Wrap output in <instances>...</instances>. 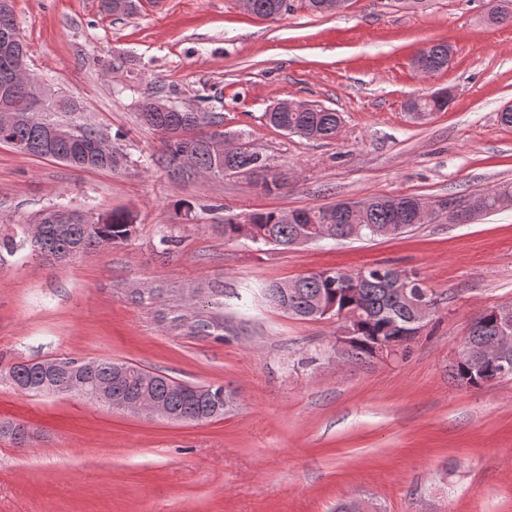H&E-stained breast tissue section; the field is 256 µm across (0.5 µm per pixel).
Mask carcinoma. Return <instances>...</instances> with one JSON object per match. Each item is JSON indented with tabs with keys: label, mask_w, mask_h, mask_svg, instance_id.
Masks as SVG:
<instances>
[{
	"label": "carcinoma",
	"mask_w": 512,
	"mask_h": 512,
	"mask_svg": "<svg viewBox=\"0 0 512 512\" xmlns=\"http://www.w3.org/2000/svg\"><path fill=\"white\" fill-rule=\"evenodd\" d=\"M251 14L276 19L290 8L288 0H251ZM448 44L432 42L419 52L424 59V72L441 70V61L448 57ZM16 58L3 49L0 42V103L11 102L16 108V119L7 129H0V143L8 144L30 156L60 161L76 170H109L117 172L127 164L126 154L110 159L103 156L97 146V128L78 123L73 115L80 111L73 100L56 103L55 96L45 98L42 111H31L29 102L33 90L25 85L11 83ZM158 97H148L140 104L139 118L143 124L163 135L164 151L158 162L171 168L178 175H185L183 163L210 171L213 176H237L242 170L257 166L265 172L257 174L265 191L279 194L288 191V181L268 158L256 153L241 152L224 155V132L218 130L223 117L213 112H180L169 104L159 109ZM421 113L432 114L447 110L448 101L431 96L416 98ZM264 118L271 126L288 133H297L311 140H331L336 137V127L341 122L340 113L315 106L310 112H266ZM60 127L63 136L49 142L40 127ZM211 127L213 131L202 133L200 129ZM483 215L512 208V182L471 194ZM359 216H353L342 208L341 202L304 209L306 220L291 224L285 221L283 211L253 212L238 221L224 220V241L237 240L247 234L253 242L272 244L283 248L292 247L301 236H312L320 231L331 239L336 228L357 225L359 238H378L402 235L415 226L413 205L415 196L380 195ZM36 232L29 226L22 227L21 236L5 235L0 238V251L13 253L25 247L47 259L67 262L89 250H109L122 245L136 234L137 224L132 213L114 211L99 217L95 224L80 222L60 224L55 212L48 208L37 218ZM393 268L378 265L345 272L325 269L298 277L292 282L272 283L265 289V297L274 307L305 321L319 319L318 311L331 307L334 312L360 310V319L353 330V354L351 360L365 362L373 359L376 350L390 342L406 350L402 326L411 317V311L397 290L387 286L385 279ZM506 317L512 322V304L488 308L472 321L468 336L460 346L466 355L460 362L448 366L449 376L460 387H481L485 382L498 378V365L481 356L491 341L497 319ZM169 327L187 336L224 338V316L187 306L171 311ZM69 371H45L36 366L12 365L8 370L12 384L20 391L34 395H56L69 392L71 384L83 381L86 386H104L110 395L133 398L148 392L161 400L175 420L204 422L224 417V387L213 385H189L166 376H152L146 369L126 362L112 360L94 361L89 374H79L74 369L83 364L80 358H69ZM8 433L15 443L30 442L27 428L16 422L1 421L0 434Z\"/></svg>",
	"instance_id": "1"
}]
</instances>
